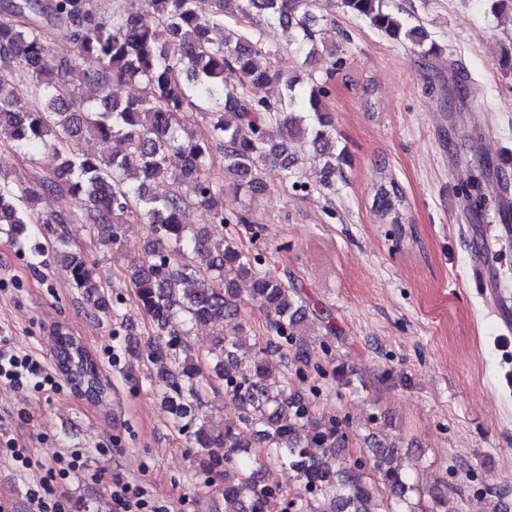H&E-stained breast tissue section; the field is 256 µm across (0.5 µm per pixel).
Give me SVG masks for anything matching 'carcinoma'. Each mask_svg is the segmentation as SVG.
I'll list each match as a JSON object with an SVG mask.
<instances>
[{
  "instance_id": "obj_1",
  "label": "carcinoma",
  "mask_w": 512,
  "mask_h": 512,
  "mask_svg": "<svg viewBox=\"0 0 512 512\" xmlns=\"http://www.w3.org/2000/svg\"><path fill=\"white\" fill-rule=\"evenodd\" d=\"M391 0H342L351 14L382 35L407 41L424 57L440 52L419 23L394 11ZM138 11L102 14L94 0H8L0 19V141L23 154L53 149L60 164L48 178L29 182L0 169V237L27 249L28 265L39 272L54 259L72 287L96 308L101 283L81 253L68 250L64 225L70 214L37 216L41 195L60 184L76 199L90 224L107 229L105 241L121 245L123 226L149 225L151 241L125 266L135 302L156 328L146 356L167 364L163 400L175 428L189 437L208 473L224 476V512H264L278 485L256 480L251 465L272 461L288 470L304 489L292 503L311 512L313 500H330L334 512H373L369 504L378 476L387 500L408 501L418 491L393 464L394 449H368L366 458L336 455L347 439L346 421H325L312 405L288 396V382L273 376L266 357L293 345L306 315L295 288L263 268L265 257L244 247L234 235L206 225L185 224L186 210L206 209L215 225L249 224L246 212H224L225 184L211 174L213 145L224 156V178L243 195L267 190L266 166L283 172L282 189L307 188L302 153L312 150L313 173L344 176L336 165V129L326 108L325 81L309 74L302 81L279 65L280 50L263 40L254 22L295 29V52L313 61L322 56L316 33L320 22L314 0H142ZM63 25L74 46L79 82L44 65L50 51L46 28ZM224 27V39L211 37ZM33 81L32 105L12 92L17 73ZM136 83L143 92L125 101L112 97V82ZM270 90L256 98L255 88ZM205 114L208 130L193 115ZM86 138L115 139L124 150L104 156L81 146ZM180 166H171V158ZM406 198L391 177L383 176L374 202L384 220L399 223ZM251 284L263 301L269 337L256 343L244 365L236 352L246 326L245 301L238 282ZM218 327L208 356L212 374L183 342L187 326ZM55 356L74 390L84 385L100 402L109 384L100 378L95 357L68 333L57 330ZM238 411V419L213 429L206 424L201 398L214 380ZM252 432V440L241 430Z\"/></svg>"
}]
</instances>
